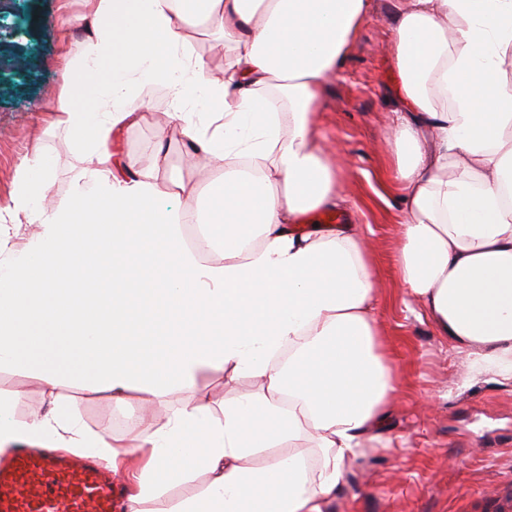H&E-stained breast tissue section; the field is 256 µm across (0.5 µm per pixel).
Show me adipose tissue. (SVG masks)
Returning <instances> with one entry per match:
<instances>
[{
	"label": "adipose tissue",
	"instance_id": "obj_1",
	"mask_svg": "<svg viewBox=\"0 0 512 512\" xmlns=\"http://www.w3.org/2000/svg\"><path fill=\"white\" fill-rule=\"evenodd\" d=\"M87 2L92 33L67 62L79 80L53 112L81 155L70 194L42 204L50 172L37 152L0 207V367L24 366L52 399L20 419L0 397V455L19 443L96 455L127 471L130 512L195 471L206 486L172 512H324L396 391L360 235L295 229L339 195L314 107L369 0ZM201 25L230 54L223 73L190 48ZM390 59L402 282L472 369L512 381V0H408ZM147 83L174 103L159 138L180 132L222 174L205 201L186 189L184 206H163L185 189L160 181L164 154L114 172L112 134L136 119ZM204 213L200 244L185 245L176 225ZM218 240L222 262L203 263ZM204 368L260 388L225 401L220 419L203 397L145 416L126 443L86 431L64 400L78 381L117 403L135 385L159 398ZM303 434L317 467L296 453L251 466Z\"/></svg>",
	"mask_w": 512,
	"mask_h": 512
}]
</instances>
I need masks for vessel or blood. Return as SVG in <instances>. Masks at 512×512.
Listing matches in <instances>:
<instances>
[{
	"mask_svg": "<svg viewBox=\"0 0 512 512\" xmlns=\"http://www.w3.org/2000/svg\"><path fill=\"white\" fill-rule=\"evenodd\" d=\"M119 476L90 458L17 448L0 467V512H126Z\"/></svg>",
	"mask_w": 512,
	"mask_h": 512,
	"instance_id": "obj_1",
	"label": "vessel or blood"
}]
</instances>
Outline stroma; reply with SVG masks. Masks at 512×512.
<instances>
[{
    "label": "stroma",
    "instance_id": "stroma-1",
    "mask_svg": "<svg viewBox=\"0 0 512 512\" xmlns=\"http://www.w3.org/2000/svg\"><path fill=\"white\" fill-rule=\"evenodd\" d=\"M86 11L85 0H0V26L12 32L11 50L0 54V205L38 149L52 172L48 199L70 193L80 161L62 131L48 127L45 107L61 92L65 53L90 32L72 21ZM392 29V0H370L352 48L315 107L323 145L344 165L339 209L364 230L379 340L398 379L381 438L366 442L328 512H501L504 497L512 496V381L471 371L407 295L396 265L403 215L389 175L400 84L387 51ZM141 96L142 119L125 127L117 143L124 156L148 165L157 147L154 121L169 102L153 85ZM253 387L248 376L206 369L192 389L154 399L151 408L164 415L204 397L218 411ZM13 392L21 395L18 416L48 408L29 372L0 369V395ZM71 395L84 428L124 442L138 435L139 390L120 405L108 392L80 385Z\"/></svg>",
    "mask_w": 512,
    "mask_h": 512
}]
</instances>
